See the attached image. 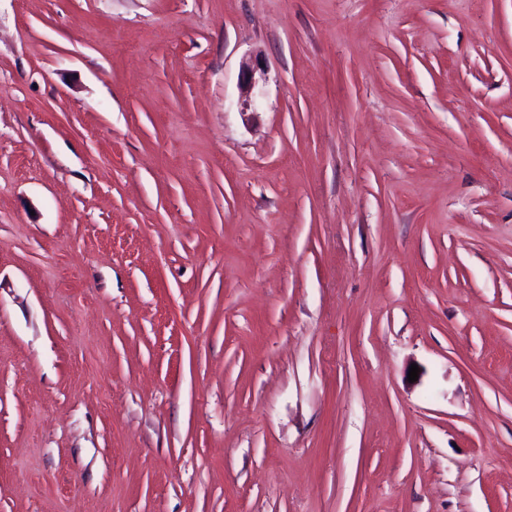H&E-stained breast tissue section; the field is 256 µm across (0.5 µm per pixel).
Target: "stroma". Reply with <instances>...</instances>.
I'll use <instances>...</instances> for the list:
<instances>
[{
    "label": "stroma",
    "instance_id": "stroma-1",
    "mask_svg": "<svg viewBox=\"0 0 512 512\" xmlns=\"http://www.w3.org/2000/svg\"><path fill=\"white\" fill-rule=\"evenodd\" d=\"M0 512H512V0H0Z\"/></svg>",
    "mask_w": 512,
    "mask_h": 512
}]
</instances>
